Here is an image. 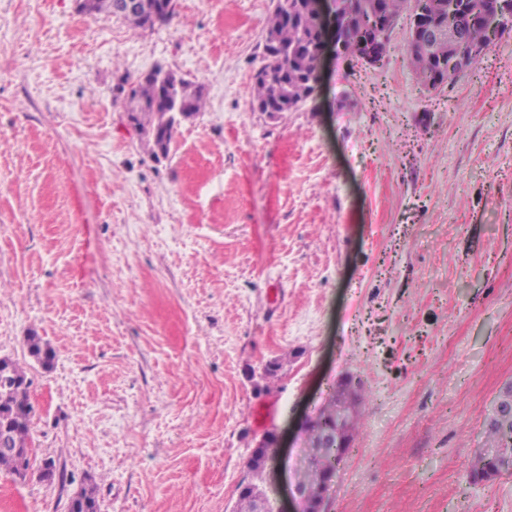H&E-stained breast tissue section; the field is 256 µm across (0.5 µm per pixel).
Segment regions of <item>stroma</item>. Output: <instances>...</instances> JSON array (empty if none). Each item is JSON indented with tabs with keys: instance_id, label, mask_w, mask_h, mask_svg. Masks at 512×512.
<instances>
[{
	"instance_id": "35a3bbf8",
	"label": "stroma",
	"mask_w": 512,
	"mask_h": 512,
	"mask_svg": "<svg viewBox=\"0 0 512 512\" xmlns=\"http://www.w3.org/2000/svg\"><path fill=\"white\" fill-rule=\"evenodd\" d=\"M275 4L177 0L143 30L0 0V358L34 407L11 512H68L90 479L101 512H234L269 433L288 492L302 420L348 374L360 453L328 512H512V475L472 480L512 384V36L433 90L407 19L375 67L331 35L318 92L269 114ZM158 67L205 107L157 159L123 89ZM29 355L38 360L44 367L49 368L56 359V351L42 339L33 333L27 338Z\"/></svg>"
}]
</instances>
